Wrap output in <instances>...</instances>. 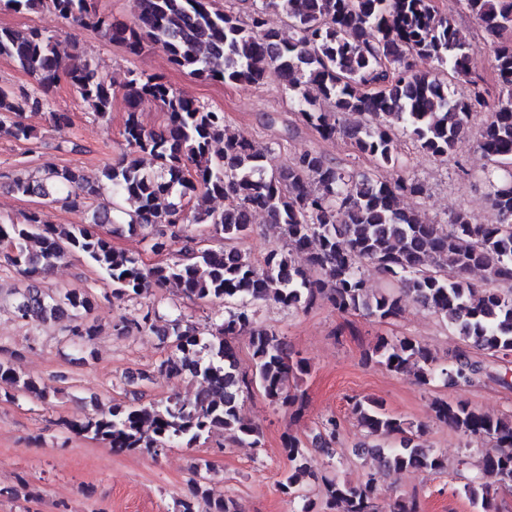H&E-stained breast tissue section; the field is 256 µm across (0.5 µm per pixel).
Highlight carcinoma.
Wrapping results in <instances>:
<instances>
[{
  "instance_id": "1",
  "label": "carcinoma",
  "mask_w": 512,
  "mask_h": 512,
  "mask_svg": "<svg viewBox=\"0 0 512 512\" xmlns=\"http://www.w3.org/2000/svg\"><path fill=\"white\" fill-rule=\"evenodd\" d=\"M241 11L219 12L211 0H140V12L127 24L99 11L95 0H0L14 12L53 11L68 24L90 28L105 40L138 55L157 47L174 67L203 81L260 85L273 77L297 106L299 120L323 139L340 135L372 164L357 170L305 150L288 164L269 170L265 162L275 143H256L228 133L224 112L186 98L160 78L127 71L117 82L99 74L93 60L63 57L59 35L38 28L0 27V56L12 59L34 85L15 92L0 88V136L32 143L36 128L26 114H41L63 130L69 113L57 107L55 89L66 80L74 94L99 120H111L112 104L122 98L126 152L106 164L95 184L69 167L47 164L37 176L17 175L8 188L36 196L63 209H84L86 224H49L39 211L0 221L4 261L28 280L13 294V312L24 322L67 318V340L88 347L96 328L87 321L94 299L82 289L42 288L66 257L79 255L99 269L117 301L137 298L153 287L173 286L193 302L232 305L213 324L203 342L182 314L151 308L137 320H123L114 330L134 328L171 342L159 370L171 377L200 381L191 398L175 395L164 404L115 403L69 424L71 431L97 440L115 453L151 456L175 444L193 447L222 434L236 444L262 447L261 429L241 416V394L259 387L270 403L293 406L303 400L299 380L310 371L287 338L259 324L256 301L306 312L325 303L341 315L360 313L381 323L395 320L408 298L447 323L463 342L451 355L447 376L461 386L481 378H500V364L512 356V0H459L487 35L497 39L498 91L490 93L476 72L478 50L434 0H240ZM269 10L289 23L285 36L265 27ZM417 57L436 61L441 76L420 74ZM319 89L320 99L302 88ZM466 85V92L451 90ZM155 103L162 123L149 128L140 107ZM488 118L477 149L486 158L492 218L473 221L459 211L444 224L426 222L402 199L421 198L424 185L405 174L396 154L400 128L423 153L447 156L463 138L472 114ZM356 113L365 122L350 126ZM154 169L147 170L142 158ZM220 197L224 209L207 202ZM264 213L281 225L288 250L270 251L259 268L236 247L253 231L252 217ZM190 224L208 227L212 245H198L187 234ZM139 232L151 252L177 248L178 258L149 267L140 257L117 250L112 237ZM307 254L306 264L290 253ZM372 266L385 284L371 295L363 267ZM455 276L448 277V271ZM481 271L490 288H478L469 275ZM499 287H494V284ZM249 335L253 368L240 369L232 337ZM371 355L396 373L411 372L422 385L433 376L430 351L409 337H377ZM0 388L48 402L58 391L26 378L9 362H0ZM437 419L460 431L469 443L495 442L482 457L481 476L468 479L463 492L477 512H492L491 484L512 486V418L482 413L465 402L434 406ZM352 412L371 438L363 453L382 471L416 469L440 473L445 456L419 442L422 430L385 411L382 403L363 399ZM339 435L335 418L321 422L316 438L331 456ZM394 438L399 446L388 448ZM290 467L281 483L288 494L307 480H321L324 512H376L372 482L352 484L318 476L302 442H284ZM240 512L231 498L215 497L206 477L194 481L177 512Z\"/></svg>"
}]
</instances>
